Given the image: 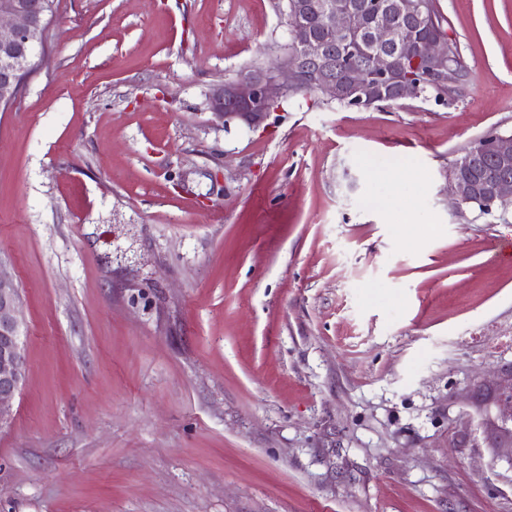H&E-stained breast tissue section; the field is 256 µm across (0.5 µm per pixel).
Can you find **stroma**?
<instances>
[{"mask_svg":"<svg viewBox=\"0 0 512 512\" xmlns=\"http://www.w3.org/2000/svg\"><path fill=\"white\" fill-rule=\"evenodd\" d=\"M435 7L462 98L251 130L207 95L287 42L281 0H60L0 111L28 362L0 512H512L467 403L512 366V206L440 193L512 132V0Z\"/></svg>","mask_w":512,"mask_h":512,"instance_id":"stroma-1","label":"stroma"}]
</instances>
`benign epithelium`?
<instances>
[{
    "instance_id": "obj_1",
    "label": "benign epithelium",
    "mask_w": 512,
    "mask_h": 512,
    "mask_svg": "<svg viewBox=\"0 0 512 512\" xmlns=\"http://www.w3.org/2000/svg\"><path fill=\"white\" fill-rule=\"evenodd\" d=\"M48 0H0V105L8 107L19 94L23 80L45 58L51 17ZM306 6L322 16L329 39H315L309 31L289 25L291 42L297 47L293 71L280 52L265 64L253 66L233 80L212 88L208 109L224 128L240 122L248 127L262 125L270 106L288 97L293 84L307 86L326 100L345 99L364 107L384 99L421 98L414 79L426 73L442 79L452 69L450 40L438 36L421 42L410 39L412 22L422 18L427 0H400L398 23L378 20L369 39L378 47L366 69L351 68L336 74L323 60L335 47L336 39L357 24L360 12L335 0H308ZM481 148L489 150L492 167L472 174L469 161ZM443 193L454 207H493L512 202V133H494L467 149L444 173ZM27 358L24 323L19 312V288L0 276V425L12 416L13 401L24 383ZM471 404L489 437L494 457L505 456L512 463V368L496 371L477 385Z\"/></svg>"
}]
</instances>
